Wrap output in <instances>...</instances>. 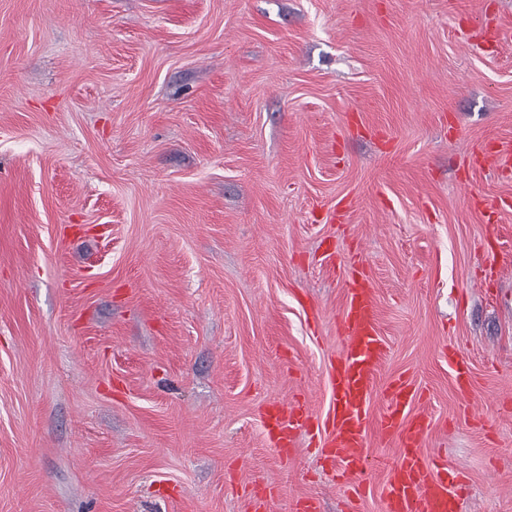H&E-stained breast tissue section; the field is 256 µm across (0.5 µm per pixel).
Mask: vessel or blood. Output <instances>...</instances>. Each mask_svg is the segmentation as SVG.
<instances>
[{"label": "vessel or blood", "mask_w": 512, "mask_h": 512, "mask_svg": "<svg viewBox=\"0 0 512 512\" xmlns=\"http://www.w3.org/2000/svg\"><path fill=\"white\" fill-rule=\"evenodd\" d=\"M339 332L342 347L329 369L332 401L323 430L326 462L337 470L340 480L364 494L369 490L364 475L371 465L367 454L371 434L395 440L400 462L378 489L384 512H460L458 468L420 450L431 420L415 407L420 389L414 377L399 374L385 387L377 385L376 372L388 345L379 332L372 283L356 268L345 274ZM448 366L458 390L469 393L475 382L468 364L452 350ZM379 396L385 408L375 418L371 405ZM266 419L267 434L283 454L288 453L297 431L315 423L314 415L299 400L274 405Z\"/></svg>", "instance_id": "vessel-or-blood-1"}]
</instances>
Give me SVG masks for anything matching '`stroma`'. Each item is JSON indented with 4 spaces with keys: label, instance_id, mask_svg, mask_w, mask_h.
I'll list each match as a JSON object with an SVG mask.
<instances>
[{
    "label": "stroma",
    "instance_id": "1",
    "mask_svg": "<svg viewBox=\"0 0 512 512\" xmlns=\"http://www.w3.org/2000/svg\"><path fill=\"white\" fill-rule=\"evenodd\" d=\"M496 27L512 0H0V512H381L319 436L283 456L264 426L329 405L331 243L376 288L377 383L423 389L462 512H512ZM445 353L448 354V366L454 374L458 390L464 395L469 393L475 382L468 364L453 349L448 348Z\"/></svg>",
    "mask_w": 512,
    "mask_h": 512
}]
</instances>
